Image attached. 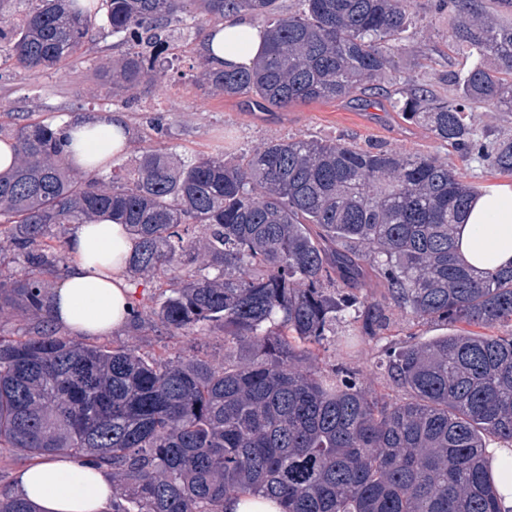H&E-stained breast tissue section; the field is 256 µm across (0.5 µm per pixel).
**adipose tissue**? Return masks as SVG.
<instances>
[{"label":"adipose tissue","instance_id":"adipose-tissue-1","mask_svg":"<svg viewBox=\"0 0 512 512\" xmlns=\"http://www.w3.org/2000/svg\"><path fill=\"white\" fill-rule=\"evenodd\" d=\"M204 53L211 67L251 65L264 49L259 27L229 15L212 26ZM69 145L80 166L108 169L131 146L121 113L72 124ZM459 257L479 271L512 267V184H493L475 194L456 230ZM135 242L123 225L102 219L76 225L67 239L74 263L54 289L50 317L76 337L109 336L124 329L134 288L125 277ZM16 496L36 512H106L112 484L105 470L84 466L69 456L36 458L24 467Z\"/></svg>","mask_w":512,"mask_h":512}]
</instances>
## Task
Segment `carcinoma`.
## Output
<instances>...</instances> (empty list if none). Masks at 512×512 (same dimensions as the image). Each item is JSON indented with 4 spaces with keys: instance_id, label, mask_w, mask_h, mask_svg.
Masks as SVG:
<instances>
[{
    "instance_id": "obj_1",
    "label": "carcinoma",
    "mask_w": 512,
    "mask_h": 512,
    "mask_svg": "<svg viewBox=\"0 0 512 512\" xmlns=\"http://www.w3.org/2000/svg\"><path fill=\"white\" fill-rule=\"evenodd\" d=\"M455 44L491 57L451 78L452 96L407 83L393 101L467 162L512 175V139L472 121L512 112V23L489 24L472 0H437ZM106 23L129 51L112 85L131 90L164 69L170 26L184 15L259 20L266 50L250 68L200 66L196 79L262 111L350 98L395 65L412 0H107ZM96 26L79 0H31L0 16V44L28 71L58 69ZM66 124L0 115L14 166L0 174V251L25 272H0V315L40 324L0 339V448L73 455L120 477L112 512H223L227 497H265L282 512H500L486 440L512 446V332L417 334L382 364L391 400L320 349L351 317L364 336L391 326L390 306L424 326L512 327V269L477 273L456 252L471 185L436 156L321 139L267 143L237 160L176 163L143 148L132 172L73 166ZM111 217L137 240L136 276L200 263L157 307L132 309L170 333L224 328L245 347L240 368L200 358L147 359L125 345L53 333L49 279L66 262L65 229ZM377 278L384 300L362 293Z\"/></svg>"
}]
</instances>
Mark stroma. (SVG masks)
Returning <instances> with one entry per match:
<instances>
[{
  "mask_svg": "<svg viewBox=\"0 0 512 512\" xmlns=\"http://www.w3.org/2000/svg\"><path fill=\"white\" fill-rule=\"evenodd\" d=\"M433 4L434 0H414L413 23L403 35L405 49L397 57L394 70L375 82L372 89L352 99L259 112L247 96L212 92L192 76L193 67L203 59V50L187 20L173 25L175 50L164 76L156 81L145 80L139 87L116 95L100 70L124 54L125 47L102 23L62 70L31 72L9 64L0 66V113L30 112L50 121L124 113L132 132V147L124 157L128 164L149 145L190 161L216 154L243 158L280 139H341L360 146L380 144L446 159L480 190L502 183L503 175L481 162L461 161L455 151L440 144L425 127L404 120L391 107L408 80L440 95L451 94L449 75L466 73L475 62L474 57L450 46L451 22L447 15L435 13ZM157 115L169 122L168 132L153 130L150 120ZM341 331L352 336V344L330 341L320 351L321 366L327 369L346 363L360 371L370 389L389 393L379 362L391 341L390 335L362 337L356 325L348 323ZM105 342L132 346L161 358L205 355L217 365L228 358L239 362L248 357L242 347L225 352L224 330L212 325L198 327L187 336L172 335L149 320L140 325L128 324L124 330L106 337Z\"/></svg>",
  "mask_w": 512,
  "mask_h": 512,
  "instance_id": "35a3bbf8",
  "label": "stroma"
}]
</instances>
